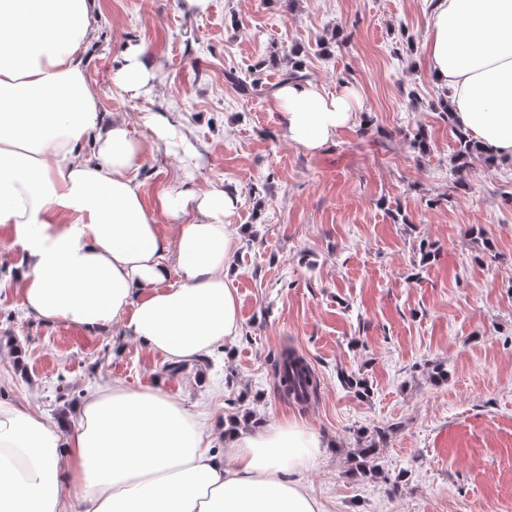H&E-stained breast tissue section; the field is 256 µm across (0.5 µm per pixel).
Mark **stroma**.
Returning a JSON list of instances; mask_svg holds the SVG:
<instances>
[{
    "instance_id": "obj_1",
    "label": "stroma",
    "mask_w": 512,
    "mask_h": 512,
    "mask_svg": "<svg viewBox=\"0 0 512 512\" xmlns=\"http://www.w3.org/2000/svg\"><path fill=\"white\" fill-rule=\"evenodd\" d=\"M429 0H105L88 75L100 126L137 138L166 111L200 155L158 146L135 172L146 192L192 175L235 188L241 331L170 373L130 332L97 334L28 315L0 250V402L71 422L115 381L165 391L213 431L296 423L324 447L304 474L325 512H512V167L457 156L424 43ZM144 46L151 93L122 95L112 65ZM299 66L362 120L316 152L282 140L272 87ZM257 80L242 95L229 71ZM426 144L414 145L417 133ZM292 347L314 368L307 405L281 397ZM365 381L368 394L345 385ZM375 448L374 472L357 454Z\"/></svg>"
}]
</instances>
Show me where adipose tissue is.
Here are the masks:
<instances>
[{"label": "adipose tissue", "instance_id": "ef3b65f1", "mask_svg": "<svg viewBox=\"0 0 512 512\" xmlns=\"http://www.w3.org/2000/svg\"><path fill=\"white\" fill-rule=\"evenodd\" d=\"M101 9L0 0V227L21 247L29 314L88 333L120 323L169 363L198 359L240 332L230 279L239 197L185 179L145 202L133 173L147 142L122 122L97 127L86 66ZM426 53L457 126L512 165V0H434ZM155 78L137 45L112 72L132 97ZM271 107L280 137L310 152L360 118L354 90L331 94L309 79L279 86ZM93 128L87 157L77 145ZM321 446L288 424L210 447L200 420L158 384L97 390L66 435L0 403V512H68L70 500L80 512H322L302 478Z\"/></svg>", "mask_w": 512, "mask_h": 512}]
</instances>
